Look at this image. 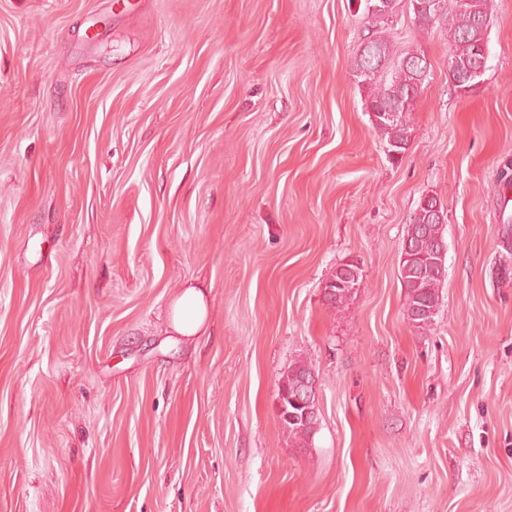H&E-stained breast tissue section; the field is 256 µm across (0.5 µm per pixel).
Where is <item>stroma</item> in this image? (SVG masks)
<instances>
[{
	"label": "stroma",
	"mask_w": 512,
	"mask_h": 512,
	"mask_svg": "<svg viewBox=\"0 0 512 512\" xmlns=\"http://www.w3.org/2000/svg\"><path fill=\"white\" fill-rule=\"evenodd\" d=\"M386 155L363 0H0V512H512V0ZM446 212L433 322L400 255ZM363 279L330 306L326 283ZM202 286L208 331L170 328ZM317 432L279 414L297 359ZM362 276V269L357 264L348 263L338 267L324 289L328 303L332 306L343 304L352 293V287L360 284ZM327 289H331V292H327ZM313 370L314 369L310 363L304 360H298L288 367V371L282 376L281 384L288 386V390L293 392L298 383L306 376L310 375ZM302 387L305 399H292V402L291 400H288V393L284 389H280L279 411L283 412L288 407V411L294 413V415H298L299 421L297 422L287 421L283 418L284 416H282V421L291 434L301 438L302 440H306L312 433H315L316 429H313L312 424L314 422H319V415L311 416L307 422L300 421L302 410L298 406L306 405L309 402L313 403L316 405L314 408L316 413V409H318L320 391L318 377L315 372H312L310 379L303 380ZM285 400H288L287 406L285 404Z\"/></svg>",
	"instance_id": "1"
}]
</instances>
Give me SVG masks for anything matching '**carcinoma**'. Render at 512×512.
Returning a JSON list of instances; mask_svg holds the SVG:
<instances>
[{
	"instance_id": "1",
	"label": "carcinoma",
	"mask_w": 512,
	"mask_h": 512,
	"mask_svg": "<svg viewBox=\"0 0 512 512\" xmlns=\"http://www.w3.org/2000/svg\"><path fill=\"white\" fill-rule=\"evenodd\" d=\"M402 0H365V12L375 24H388L396 15ZM414 20L422 27L442 26L451 44L449 61L460 69H467L483 57L479 42H488L483 27L491 16L490 0H407ZM421 55L400 52L387 36L370 39L359 50L355 59V73L359 85L368 90L367 111L371 113L374 128L383 135L387 155H403L409 144L410 128L406 113L412 110L417 97L418 63ZM437 198L420 199L404 239L400 275L406 290V308L415 325H428L439 307V287L445 276V259L439 255L445 243L443 225L436 223L432 207ZM362 269L348 263L336 269L326 284V300L332 305L343 304L360 284ZM313 367L299 360L288 367L281 384L292 391ZM308 421H284L288 431L306 440L315 432Z\"/></svg>"
}]
</instances>
